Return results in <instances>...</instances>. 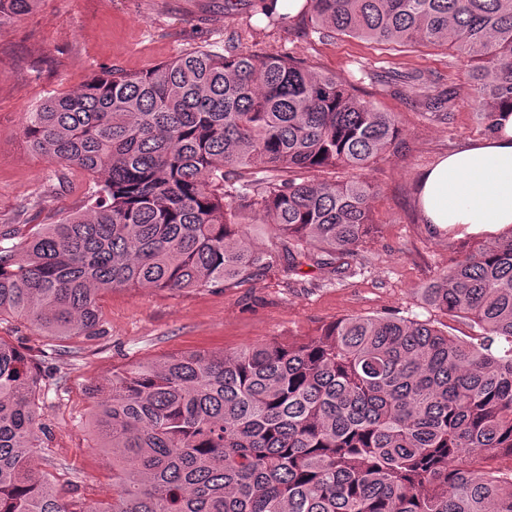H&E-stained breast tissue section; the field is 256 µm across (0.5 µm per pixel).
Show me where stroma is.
<instances>
[{
	"label": "stroma",
	"instance_id": "35a3bbf8",
	"mask_svg": "<svg viewBox=\"0 0 512 512\" xmlns=\"http://www.w3.org/2000/svg\"><path fill=\"white\" fill-rule=\"evenodd\" d=\"M232 46L291 55L341 74L361 96L398 114L403 134L396 150L365 173L380 187L372 202L375 230L344 277L313 266L287 275L271 226L254 221L248 236L269 255V269L224 290L106 293L99 301L105 335L71 339L68 354L52 353V338L29 324L0 320V337L34 356L50 375L41 415L52 436L34 449V465L53 474L80 512L112 494V459L90 425L91 383L111 378L121 366L174 353H232L252 343L312 336L352 314L432 318L420 288L474 244L424 224L415 202L421 170L486 136L470 103L468 66L443 47L322 34L278 0H40L32 13L0 27V224H48L81 209L91 194L87 175L57 169L29 150L21 135L27 112L47 96L106 70L140 72L201 48ZM408 73L428 76L429 95L455 91L449 117L427 112L419 96L393 84L394 75ZM35 199L42 202L36 218L25 210Z\"/></svg>",
	"mask_w": 512,
	"mask_h": 512
}]
</instances>
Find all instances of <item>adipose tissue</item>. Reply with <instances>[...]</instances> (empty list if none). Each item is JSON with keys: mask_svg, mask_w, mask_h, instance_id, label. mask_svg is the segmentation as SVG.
<instances>
[{"mask_svg": "<svg viewBox=\"0 0 512 512\" xmlns=\"http://www.w3.org/2000/svg\"><path fill=\"white\" fill-rule=\"evenodd\" d=\"M496 133L440 158L417 181L423 223L449 236L489 235L512 226V113Z\"/></svg>", "mask_w": 512, "mask_h": 512, "instance_id": "ef3b65f1", "label": "adipose tissue"}]
</instances>
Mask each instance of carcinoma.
<instances>
[{
	"label": "carcinoma",
	"mask_w": 512,
	"mask_h": 512,
	"mask_svg": "<svg viewBox=\"0 0 512 512\" xmlns=\"http://www.w3.org/2000/svg\"><path fill=\"white\" fill-rule=\"evenodd\" d=\"M39 2L0 0V27ZM309 2L327 34L453 50L486 131L512 107V0ZM453 100L423 95L438 114ZM22 136L95 186L52 224L0 225V318L63 342L105 333L107 292L223 289L265 268L247 215L273 226L285 273L303 259L345 273L379 194L361 175L400 122L293 56L202 49L49 96ZM420 292L479 342L431 319L351 315L304 339L181 352L90 385L112 454V500L95 512H512V473L481 468L512 457V227ZM47 379L0 338V512H78L30 466L51 434Z\"/></svg>",
	"instance_id": "cac0c4a2"
}]
</instances>
